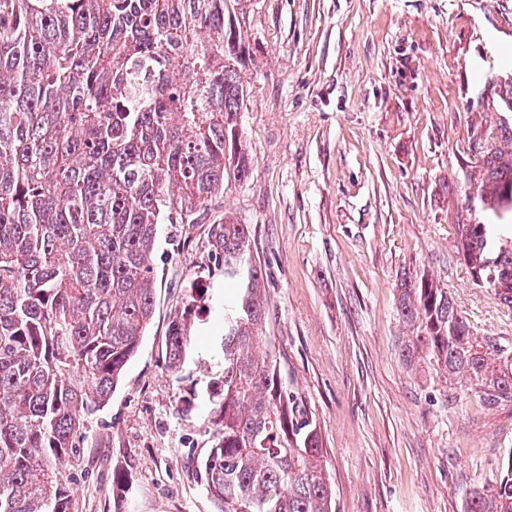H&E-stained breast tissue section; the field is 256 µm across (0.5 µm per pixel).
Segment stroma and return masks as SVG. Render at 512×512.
Wrapping results in <instances>:
<instances>
[{"mask_svg":"<svg viewBox=\"0 0 512 512\" xmlns=\"http://www.w3.org/2000/svg\"><path fill=\"white\" fill-rule=\"evenodd\" d=\"M237 21L253 166L206 223L159 226L152 324L68 470L78 510L218 512L201 467L224 377L208 224L230 215L267 272L263 333L317 422L336 512H466L512 453V401L406 360L396 285L427 273L479 332L512 344V309L474 284L455 234L498 221L477 178L482 148L512 123V0H248ZM189 299L173 370L168 327Z\"/></svg>","mask_w":512,"mask_h":512,"instance_id":"obj_1","label":"stroma"}]
</instances>
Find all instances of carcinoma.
Segmentation results:
<instances>
[{"label":"carcinoma","mask_w":512,"mask_h":512,"mask_svg":"<svg viewBox=\"0 0 512 512\" xmlns=\"http://www.w3.org/2000/svg\"><path fill=\"white\" fill-rule=\"evenodd\" d=\"M244 0H0V512H78L64 466L154 315L158 225L196 224L251 170L239 116ZM479 191L512 212V152H483ZM478 286L512 308V234L455 225ZM249 225L208 244L234 292L203 462L219 512H336L313 416L282 385ZM407 351L489 400H512V346L478 333L448 289L397 283ZM187 314L168 328L179 367ZM468 512H512V454Z\"/></svg>","instance_id":"cac0c4a2"}]
</instances>
